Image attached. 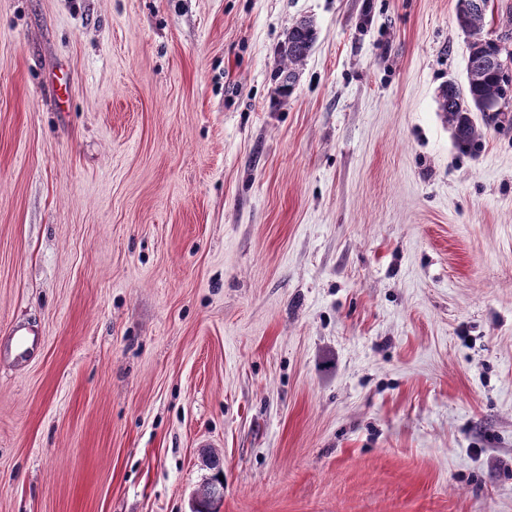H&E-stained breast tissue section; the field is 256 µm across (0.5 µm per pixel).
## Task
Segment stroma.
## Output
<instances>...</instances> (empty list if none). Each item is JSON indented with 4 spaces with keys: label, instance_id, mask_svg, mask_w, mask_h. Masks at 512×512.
Here are the masks:
<instances>
[{
    "label": "stroma",
    "instance_id": "1",
    "mask_svg": "<svg viewBox=\"0 0 512 512\" xmlns=\"http://www.w3.org/2000/svg\"><path fill=\"white\" fill-rule=\"evenodd\" d=\"M456 0H0V512H512V106ZM317 41L292 94L278 48ZM316 38L317 30L310 19H302L289 29L280 46L283 64L276 74L284 92L292 90L299 76L298 67L311 52ZM504 51L501 39L497 44L491 42H474L469 44L467 63V81L465 85L448 84L439 94V108L448 117V125L453 132L457 146L462 150H471L480 137L471 112H482L487 119H494L501 111V104L512 97L511 68L503 66L499 59H492L493 64L504 73L506 84L501 98L486 113L484 106L500 97L502 76L500 68L487 64L490 58L498 57ZM207 468L215 473L201 487L200 503L204 510L199 512H214V504L224 497V468L222 459L215 453L207 454ZM223 475V480L219 475Z\"/></svg>",
    "mask_w": 512,
    "mask_h": 512
}]
</instances>
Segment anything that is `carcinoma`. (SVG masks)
Masks as SVG:
<instances>
[{
	"instance_id": "1",
	"label": "carcinoma",
	"mask_w": 512,
	"mask_h": 512,
	"mask_svg": "<svg viewBox=\"0 0 512 512\" xmlns=\"http://www.w3.org/2000/svg\"><path fill=\"white\" fill-rule=\"evenodd\" d=\"M483 7L474 8L457 18L462 31L472 37L481 36L490 0H481ZM317 38L312 20L303 19L288 30L280 46L282 67L276 78L283 91L293 88L298 76V67L311 52ZM504 51L502 43L475 42L469 45L467 81L463 85L448 84L439 94V108L448 117L457 146L462 150L472 149L480 137L471 113L484 111V106L500 97L502 76L500 68L488 64L490 58L498 57ZM207 468L214 474L201 485L200 503L202 512H214V504L224 497L223 460L215 453L207 454Z\"/></svg>"
}]
</instances>
